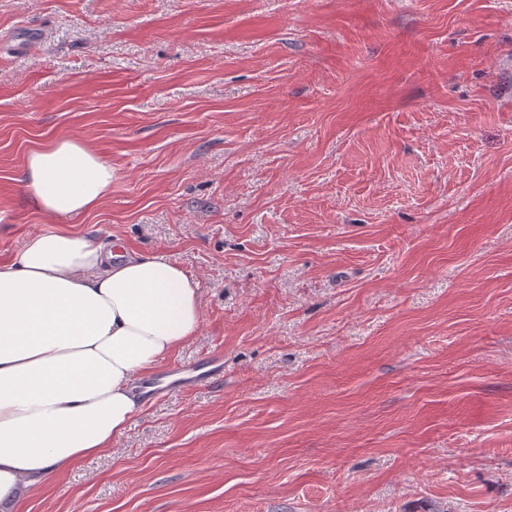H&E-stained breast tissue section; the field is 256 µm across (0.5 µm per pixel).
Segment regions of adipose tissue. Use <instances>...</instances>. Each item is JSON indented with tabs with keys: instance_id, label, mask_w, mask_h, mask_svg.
<instances>
[{
	"instance_id": "adipose-tissue-1",
	"label": "adipose tissue",
	"mask_w": 512,
	"mask_h": 512,
	"mask_svg": "<svg viewBox=\"0 0 512 512\" xmlns=\"http://www.w3.org/2000/svg\"><path fill=\"white\" fill-rule=\"evenodd\" d=\"M23 183L40 212L63 220L109 196L112 166L62 137L29 154ZM200 307L182 267L63 223L0 261V512L111 451L143 406L137 381L196 335Z\"/></svg>"
}]
</instances>
